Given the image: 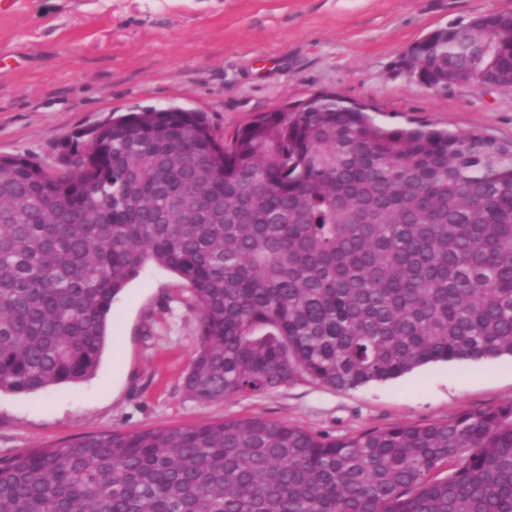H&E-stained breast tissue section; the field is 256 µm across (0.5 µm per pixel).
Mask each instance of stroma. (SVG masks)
Wrapping results in <instances>:
<instances>
[{
	"label": "stroma",
	"instance_id": "stroma-1",
	"mask_svg": "<svg viewBox=\"0 0 512 512\" xmlns=\"http://www.w3.org/2000/svg\"><path fill=\"white\" fill-rule=\"evenodd\" d=\"M512 0H19L0 16V157L53 165L112 113L206 112L219 137L321 92L389 128L425 125L512 143V85L436 92L402 68L435 29ZM191 291L146 264L114 299L95 374L0 392V458L71 438L261 418L331 437L443 424L512 403V357L430 363L350 391L296 383L211 402L182 388L197 348Z\"/></svg>",
	"mask_w": 512,
	"mask_h": 512
}]
</instances>
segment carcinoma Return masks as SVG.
<instances>
[{"mask_svg":"<svg viewBox=\"0 0 512 512\" xmlns=\"http://www.w3.org/2000/svg\"><path fill=\"white\" fill-rule=\"evenodd\" d=\"M419 82L512 85V13L414 43ZM0 159V390L78 383L152 262L184 280L209 402L348 391L512 355V144L387 128L322 93L217 141L144 107ZM0 512H512V403L330 437L262 419L78 436L0 459Z\"/></svg>","mask_w":512,"mask_h":512,"instance_id":"1","label":"carcinoma"}]
</instances>
